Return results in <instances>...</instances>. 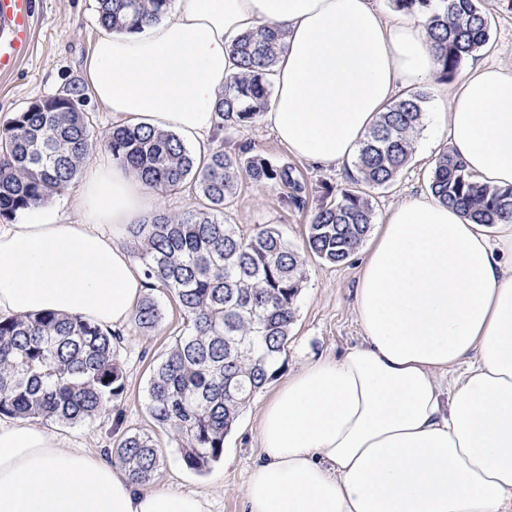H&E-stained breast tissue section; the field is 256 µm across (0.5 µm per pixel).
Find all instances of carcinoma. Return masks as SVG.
Wrapping results in <instances>:
<instances>
[{"label": "carcinoma", "instance_id": "carcinoma-1", "mask_svg": "<svg viewBox=\"0 0 512 512\" xmlns=\"http://www.w3.org/2000/svg\"><path fill=\"white\" fill-rule=\"evenodd\" d=\"M171 0H97L99 23L130 31L159 19ZM424 18L437 47V78L449 81L461 64L486 47L490 21L483 0H391ZM275 25L241 36L230 53L237 65L216 104L218 130L239 132L270 103L271 76L284 49ZM74 87L38 100L0 127V223L47 204L76 184L99 142L150 189L176 191L193 177L203 203L177 217L157 212L127 225L134 257L150 293L135 309L137 329L164 319L153 295H170L184 316V331L151 369L145 405L165 430L189 470L203 473L223 456L224 439L243 409L279 370L294 323L295 302L307 257L341 264L355 253L373 224L372 195L342 189L315 208L305 248L295 249L275 227L245 238L224 212L239 171L258 186L288 190L303 203L296 168L253 153L251 144L224 142L197 159L174 133L117 126L98 138L90 117L76 107ZM425 94L416 91L380 113L361 141L356 183L392 184L408 164L422 122ZM429 188L440 203L459 208L477 224L512 217V187L484 185L448 151L436 161ZM116 333L53 313L0 320V414L73 425L111 412L125 391ZM113 460L136 483L148 482L165 464L153 436L126 432Z\"/></svg>", "mask_w": 512, "mask_h": 512}]
</instances>
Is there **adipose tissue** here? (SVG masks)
<instances>
[{"label": "adipose tissue", "mask_w": 512, "mask_h": 512, "mask_svg": "<svg viewBox=\"0 0 512 512\" xmlns=\"http://www.w3.org/2000/svg\"><path fill=\"white\" fill-rule=\"evenodd\" d=\"M286 32L267 120L296 157L349 158L388 106L430 81L422 21L372 0H173L139 29L102 31L83 64L90 96L124 125L206 155L236 70L230 46ZM467 173L512 186V69L476 63L441 99ZM76 220L39 206L0 224V318L55 312L113 330L147 281L123 242L160 200L119 161L89 159ZM512 220L477 224L434 199L391 211L363 254L361 340L279 384L259 419L246 512H512ZM459 377L451 372L457 366ZM0 512H210L198 491L132 482L53 427L0 418Z\"/></svg>", "instance_id": "1"}]
</instances>
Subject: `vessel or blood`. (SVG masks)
Wrapping results in <instances>:
<instances>
[{"mask_svg":"<svg viewBox=\"0 0 512 512\" xmlns=\"http://www.w3.org/2000/svg\"><path fill=\"white\" fill-rule=\"evenodd\" d=\"M34 0H0V74L14 72L31 46Z\"/></svg>","mask_w":512,"mask_h":512,"instance_id":"obj_1","label":"vessel or blood"}]
</instances>
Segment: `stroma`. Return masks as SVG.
<instances>
[{
  "label": "stroma",
  "mask_w": 512,
  "mask_h": 512,
  "mask_svg": "<svg viewBox=\"0 0 512 512\" xmlns=\"http://www.w3.org/2000/svg\"><path fill=\"white\" fill-rule=\"evenodd\" d=\"M484 7L491 19L490 40L478 58L512 68V6L507 0H485ZM100 31L96 0H35L30 52L14 72L0 75V125L36 100L63 95L72 86L83 85L84 59ZM446 88V83L435 80L423 84V123L412 160L392 185L373 190L376 222H383L400 205L429 195L435 158L446 147L445 136L432 131ZM241 137L251 142L255 152L295 166L306 188L307 203L295 208L285 202L283 189L259 187L243 176L227 205L231 223L245 236L251 235L256 226L268 224L294 247H303L318 200L326 192L350 184L356 175L353 162L315 165L292 156L261 115ZM361 263L358 252L339 266L309 258L291 339L279 361L276 381H284L308 363L338 355L358 342L361 330L354 312V287ZM164 303L165 318L154 331L145 334L130 323L121 330L119 354L126 372V391L119 407L95 420L63 426L62 432L71 445L106 455L127 430L151 433L165 455L154 484L173 491L208 493L211 512H244V486L259 452V416L272 390L262 389L245 407L234 431L224 441V454L218 463L201 474L187 469L167 435L154 426L144 405L149 364L165 352L183 327L175 301L168 297Z\"/></svg>",
  "instance_id": "35a3bbf8"
}]
</instances>
